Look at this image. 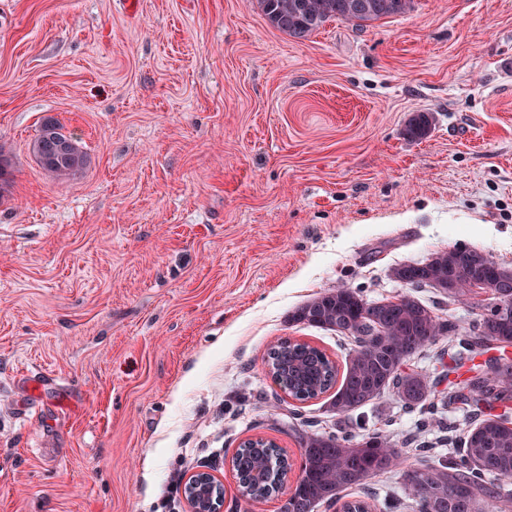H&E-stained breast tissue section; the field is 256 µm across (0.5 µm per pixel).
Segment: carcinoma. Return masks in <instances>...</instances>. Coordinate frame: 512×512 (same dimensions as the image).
<instances>
[{"label": "carcinoma", "instance_id": "obj_1", "mask_svg": "<svg viewBox=\"0 0 512 512\" xmlns=\"http://www.w3.org/2000/svg\"><path fill=\"white\" fill-rule=\"evenodd\" d=\"M273 27L305 39L334 19L355 28L403 16L414 0H257ZM432 126L428 112L414 115L407 134L425 138ZM30 150L47 176L74 178L86 165L75 136L53 118L46 119ZM504 265L467 244L394 268V277L414 288H434L448 280L439 295L462 303L477 299L479 313L469 323L436 314L410 292L371 300L356 287L342 285L318 293L292 311L291 321L333 330L352 339L355 348L343 376L320 348L285 338L270 347L266 363L293 374L288 395L305 402L333 392L330 411L351 416L391 393L417 411L416 434L454 431L438 404L460 405L470 429L460 445L441 449L422 445L408 457L397 448L389 425L357 431H298L299 477L280 512H318L340 507L362 512L364 501H342L346 490L364 489L373 479L396 474L409 489L418 512H512V358L505 352L475 362L491 350L512 345V282L498 280ZM446 339L458 347L448 371L433 380L413 361ZM239 492L250 499L278 493L280 448L250 440L233 455Z\"/></svg>", "mask_w": 512, "mask_h": 512}]
</instances>
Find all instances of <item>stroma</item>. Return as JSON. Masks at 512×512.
<instances>
[{
	"instance_id": "stroma-1",
	"label": "stroma",
	"mask_w": 512,
	"mask_h": 512,
	"mask_svg": "<svg viewBox=\"0 0 512 512\" xmlns=\"http://www.w3.org/2000/svg\"><path fill=\"white\" fill-rule=\"evenodd\" d=\"M434 119L419 141L415 113ZM88 163L48 178L45 118ZM0 512H188L172 475L262 435L348 427L264 361L282 338L345 369L350 339L290 322L340 285L458 244L512 266V0H415L307 39L255 0H0ZM50 372L29 401L12 381Z\"/></svg>"
}]
</instances>
